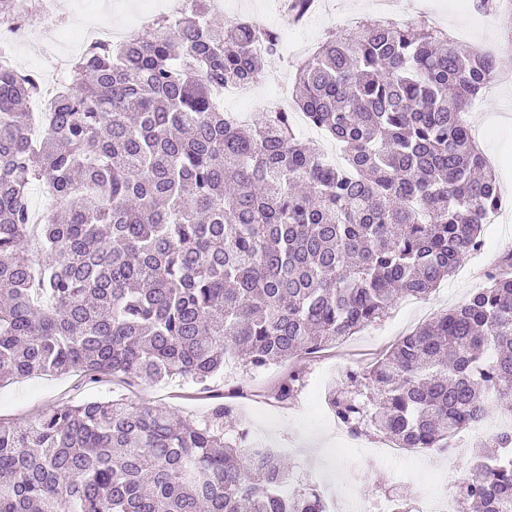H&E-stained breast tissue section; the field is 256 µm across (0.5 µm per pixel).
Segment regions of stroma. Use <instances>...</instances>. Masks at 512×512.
<instances>
[{
	"mask_svg": "<svg viewBox=\"0 0 512 512\" xmlns=\"http://www.w3.org/2000/svg\"><path fill=\"white\" fill-rule=\"evenodd\" d=\"M279 2L224 0L219 16L269 19L271 24L297 37L296 50L301 53L314 50L328 32L344 35L342 21L349 12L368 15L376 8V0H329L326 10L310 20L294 22L283 14ZM401 3L398 23H416L430 16L445 23L459 44L499 55L498 78L472 107V134L491 163L504 197L512 199V57L501 52L502 47L512 44V0H502L489 24L474 10L455 6L453 0ZM483 234L482 249L468 256L437 290L412 303L404 298L397 300L389 318L365 327L315 357L297 358L260 372L228 364L210 380L206 393L187 378L158 384L140 379L93 383L75 374L15 379L0 384V417L33 418L64 402L77 404L91 397H122L161 405L181 418L205 423L211 417L213 395L228 393L235 416L224 424L225 437L232 438L247 430L261 433L269 447L291 449L290 460L300 485L318 483L342 497L358 495L383 500L397 488L401 462L376 464L346 451H334L335 436L341 427L325 417L329 410L328 391L345 384L348 371L367 367L399 338L484 287L486 275L502 253L512 250V211L492 219ZM293 370L305 373L302 392L286 404L269 398L274 385ZM414 468L416 479L407 487V494L434 496L444 488L452 493L457 491L458 478L449 477L447 467H434L431 458L421 457Z\"/></svg>",
	"mask_w": 512,
	"mask_h": 512,
	"instance_id": "1",
	"label": "stroma"
}]
</instances>
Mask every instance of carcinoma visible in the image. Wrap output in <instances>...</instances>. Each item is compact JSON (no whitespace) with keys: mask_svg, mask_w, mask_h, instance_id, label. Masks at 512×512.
<instances>
[{"mask_svg":"<svg viewBox=\"0 0 512 512\" xmlns=\"http://www.w3.org/2000/svg\"><path fill=\"white\" fill-rule=\"evenodd\" d=\"M209 0L118 44L87 45L31 138L39 77L0 68V383H206L229 358L262 371L313 355L421 299L484 244L501 204L468 109L499 61L422 22L328 36L295 65L292 100L342 162L272 107L252 125L217 92L261 81L280 32L224 22ZM53 207L32 222L31 190ZM328 402L350 432L446 448L512 417V253L461 305L346 375ZM303 375L275 390L295 397ZM460 485L458 512H512V432ZM293 469L243 437L125 399L0 418V512H325Z\"/></svg>","mask_w":512,"mask_h":512,"instance_id":"obj_1","label":"carcinoma"}]
</instances>
